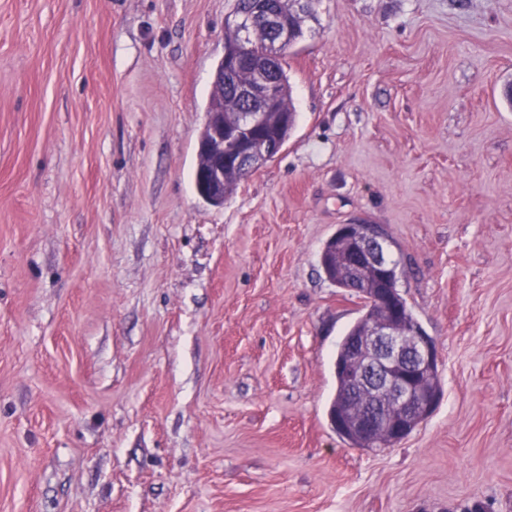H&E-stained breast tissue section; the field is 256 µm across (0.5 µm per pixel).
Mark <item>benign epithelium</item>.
Here are the masks:
<instances>
[{
	"label": "benign epithelium",
	"mask_w": 512,
	"mask_h": 512,
	"mask_svg": "<svg viewBox=\"0 0 512 512\" xmlns=\"http://www.w3.org/2000/svg\"><path fill=\"white\" fill-rule=\"evenodd\" d=\"M225 24L244 31L258 24L271 31L267 47L275 52L287 40L289 25L277 10L264 13L242 11L229 15ZM244 62L242 50L224 52L214 78L239 68ZM279 82L260 74L255 82L235 88L234 95L244 104L232 129L224 127V112L207 113L198 141V153L207 158L198 170V195L212 205L224 204V151L231 152L234 165L253 172L282 150V143L260 135L268 112L278 103ZM342 241L348 279L361 282L373 274L378 287L370 289L365 300V326L356 338L343 340L347 355L342 367L346 387L351 393L366 392L374 410L352 418L348 425L366 446L375 448L389 434L392 441L406 438L415 423L427 417L435 407L438 394L435 378L439 354L435 341L419 325L400 314L388 288L394 267L389 256L390 241L376 224H343L336 232Z\"/></svg>",
	"instance_id": "obj_1"
}]
</instances>
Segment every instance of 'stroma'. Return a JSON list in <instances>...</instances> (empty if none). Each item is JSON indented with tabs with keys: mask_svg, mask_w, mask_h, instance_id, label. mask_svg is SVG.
<instances>
[{
	"mask_svg": "<svg viewBox=\"0 0 512 512\" xmlns=\"http://www.w3.org/2000/svg\"><path fill=\"white\" fill-rule=\"evenodd\" d=\"M233 0H0V512H512V0H313L296 123L192 180ZM376 224L437 344L390 448L332 427ZM337 240L336 242L330 238L322 251L321 254V265L327 277L334 283L338 288L348 289V282L346 276L341 273L339 268V262L337 257ZM335 247H336V265H335Z\"/></svg>",
	"mask_w": 512,
	"mask_h": 512,
	"instance_id": "stroma-1",
	"label": "stroma"
}]
</instances>
